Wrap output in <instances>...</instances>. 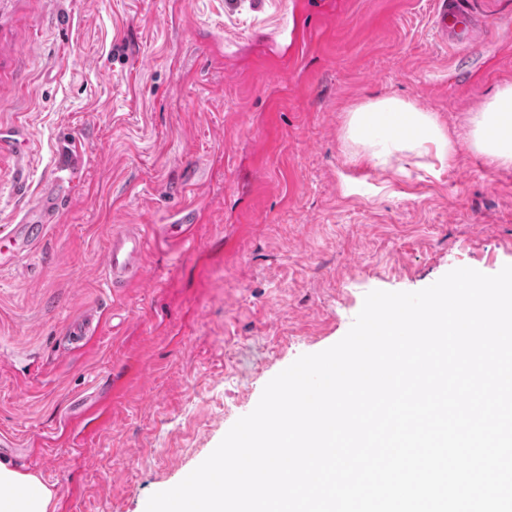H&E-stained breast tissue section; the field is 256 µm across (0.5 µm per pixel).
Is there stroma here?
I'll return each instance as SVG.
<instances>
[{
	"label": "stroma",
	"mask_w": 512,
	"mask_h": 512,
	"mask_svg": "<svg viewBox=\"0 0 512 512\" xmlns=\"http://www.w3.org/2000/svg\"><path fill=\"white\" fill-rule=\"evenodd\" d=\"M433 8L0 0V232L76 173L44 241L0 269V458L53 485L56 512H145L367 293L512 264V167L468 126L512 84V0H468L485 29L467 47ZM386 97L433 113L453 157L353 161L349 111ZM126 224L148 279L116 293ZM90 310L79 348L68 326Z\"/></svg>",
	"instance_id": "obj_1"
}]
</instances>
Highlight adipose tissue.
I'll return each mask as SVG.
<instances>
[{
	"mask_svg": "<svg viewBox=\"0 0 512 512\" xmlns=\"http://www.w3.org/2000/svg\"><path fill=\"white\" fill-rule=\"evenodd\" d=\"M470 144L498 164L512 166V84L500 87L469 119ZM346 135L363 145L368 161L405 152H433L448 161L454 145L433 114L398 98H383L349 112ZM12 493L0 496V512H53L54 492L36 474L24 473L0 460V486Z\"/></svg>",
	"mask_w": 512,
	"mask_h": 512,
	"instance_id": "adipose-tissue-1",
	"label": "adipose tissue"
}]
</instances>
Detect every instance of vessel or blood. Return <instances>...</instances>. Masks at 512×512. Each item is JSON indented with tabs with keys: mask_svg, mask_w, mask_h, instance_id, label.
I'll return each mask as SVG.
<instances>
[{
	"mask_svg": "<svg viewBox=\"0 0 512 512\" xmlns=\"http://www.w3.org/2000/svg\"><path fill=\"white\" fill-rule=\"evenodd\" d=\"M433 27L442 41L449 42L454 36L471 32L472 19L459 0H436ZM59 196L56 188L42 193L31 209L32 221L15 225L10 233L0 236L1 268L16 264L34 250L56 215ZM144 252L145 239L139 231L127 226L113 231L112 246L105 259L110 287L131 288L144 279Z\"/></svg>",
	"mask_w": 512,
	"mask_h": 512,
	"instance_id": "obj_1",
	"label": "vessel or blood"
}]
</instances>
